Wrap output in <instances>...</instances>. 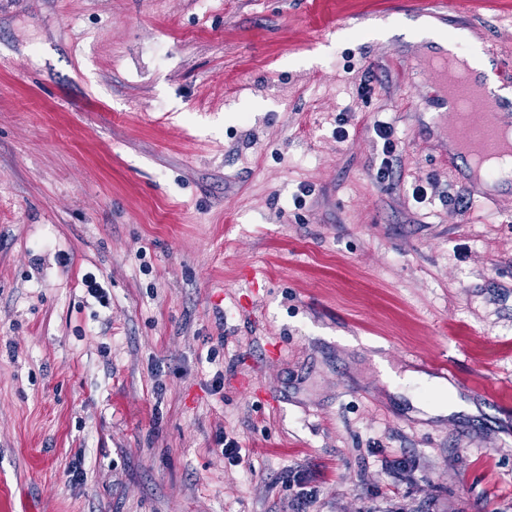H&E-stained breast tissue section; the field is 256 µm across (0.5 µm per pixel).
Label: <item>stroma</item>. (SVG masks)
Instances as JSON below:
<instances>
[{"label": "stroma", "mask_w": 512, "mask_h": 512, "mask_svg": "<svg viewBox=\"0 0 512 512\" xmlns=\"http://www.w3.org/2000/svg\"><path fill=\"white\" fill-rule=\"evenodd\" d=\"M433 2L0 0V512H512V185L439 160ZM445 2L512 90V0ZM461 36H465V33L462 31L448 29L447 34L443 28L436 26L431 21L419 19L413 21L411 24V36L409 40L414 43H420L423 40H434L450 48L456 39ZM376 135L383 140L381 148V162L377 170V176L380 180L389 179L393 169V157L396 150L394 141L391 139L392 130L387 124L381 123L375 126Z\"/></svg>", "instance_id": "stroma-1"}]
</instances>
